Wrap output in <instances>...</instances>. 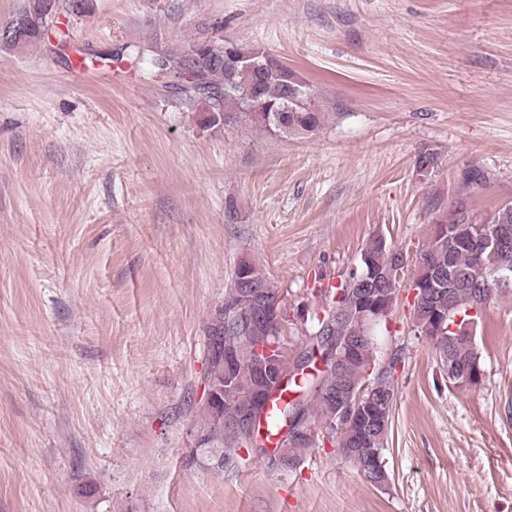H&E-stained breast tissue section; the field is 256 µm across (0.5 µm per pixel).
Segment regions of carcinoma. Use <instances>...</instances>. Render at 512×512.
<instances>
[{
	"label": "carcinoma",
	"instance_id": "1",
	"mask_svg": "<svg viewBox=\"0 0 512 512\" xmlns=\"http://www.w3.org/2000/svg\"><path fill=\"white\" fill-rule=\"evenodd\" d=\"M90 0H26L22 9L0 25V44L24 48L41 42L49 34V26L61 13L78 15L87 12ZM273 59L266 49L255 45L226 42L222 46L211 41H197L155 54L150 59V75L155 78L174 75L177 89L189 100L208 102L205 116L212 127L231 122H245L273 135L305 136L319 131L330 113L315 103L310 86L288 66H270ZM415 168L423 176L439 168L437 153L427 150L415 158ZM464 191L484 187L490 173L470 163L460 172ZM496 231L500 245L493 255H479L471 238L477 232ZM403 252L392 249L383 238L367 243L357 263L362 277L360 293L344 301L336 300L346 281L326 289L329 299L321 311L310 318L291 321L283 311L278 316L254 323L246 332L215 322L208 317L203 327L204 338H221L219 352L205 357L203 382L215 392V403L200 409L198 434L200 442L195 455L205 459L219 472L239 458L242 447L256 445L254 453L265 455L267 449L258 440L263 422H268L273 435L282 436L297 419L310 424V434L293 439L286 445L276 444L273 454L281 467L289 468L311 450L319 447L322 429L331 431L341 456L366 482L376 488L388 484L384 453L388 445L391 418L396 404L392 377L368 372L378 364L374 326L387 320L393 312L400 292V277L390 273ZM512 277V203L500 206L489 217L468 222V207L459 200L446 220L436 223L433 233L421 251L411 281L419 294L413 301V324L438 350L446 362L448 380L459 385H477L483 375L481 352L476 341L477 328L487 305L497 297L512 295V283L501 287L495 277ZM256 290L255 299L263 306L278 301V291L271 281L249 259L239 261L224 298L236 297L243 282ZM302 325L305 347L318 339L355 345L353 354L337 368H313L294 363L283 356L277 374L286 380L279 393L269 391L268 402L276 405L274 418L262 411L248 434H232L224 430V415L256 405V385L266 369L261 356L264 348L285 349V324ZM365 390L369 402L367 415L382 419L372 429L359 418L339 422L336 407L348 401L347 394ZM224 460V466L217 460Z\"/></svg>",
	"mask_w": 512,
	"mask_h": 512
}]
</instances>
